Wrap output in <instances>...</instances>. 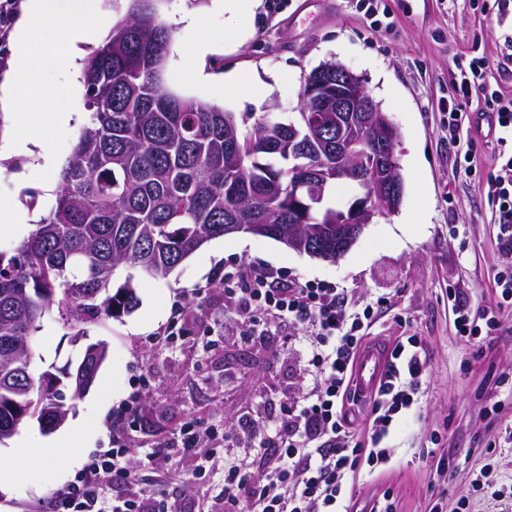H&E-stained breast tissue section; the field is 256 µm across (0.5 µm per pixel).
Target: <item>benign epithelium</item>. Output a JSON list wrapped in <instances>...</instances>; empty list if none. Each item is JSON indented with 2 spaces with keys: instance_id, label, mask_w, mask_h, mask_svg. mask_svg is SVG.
Segmentation results:
<instances>
[{
  "instance_id": "benign-epithelium-1",
  "label": "benign epithelium",
  "mask_w": 512,
  "mask_h": 512,
  "mask_svg": "<svg viewBox=\"0 0 512 512\" xmlns=\"http://www.w3.org/2000/svg\"><path fill=\"white\" fill-rule=\"evenodd\" d=\"M299 117L288 126V144L305 139L313 148H326L336 154V166L313 174L302 169L303 185L325 186L336 180H350L359 188L354 199L336 209V243L324 249H313L306 238L294 236L286 241L288 248L303 254L330 258L341 257L354 245L365 225L376 216L397 212L403 199L402 182L395 160L399 139L397 126L389 115L379 112L368 94L361 76L344 66H325L317 78L301 92ZM319 112L336 113V123H325ZM375 130L367 138L365 131Z\"/></svg>"
}]
</instances>
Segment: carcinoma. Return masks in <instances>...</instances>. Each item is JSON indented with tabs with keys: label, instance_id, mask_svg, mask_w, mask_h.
I'll return each instance as SVG.
<instances>
[{
	"label": "carcinoma",
	"instance_id": "carcinoma-1",
	"mask_svg": "<svg viewBox=\"0 0 512 512\" xmlns=\"http://www.w3.org/2000/svg\"><path fill=\"white\" fill-rule=\"evenodd\" d=\"M172 29L157 0H129L108 41L86 60L87 126L60 174L49 215L12 253L0 251V437L35 419L66 417L64 390L78 397L84 360L34 380L30 338L62 293L61 316L78 327L139 304L133 270L164 277L210 240L250 234L278 240L297 231L318 242L332 197L301 225L288 219L297 184L288 121L250 117L180 96L161 71ZM129 271L112 290L115 275Z\"/></svg>",
	"mask_w": 512,
	"mask_h": 512
}]
</instances>
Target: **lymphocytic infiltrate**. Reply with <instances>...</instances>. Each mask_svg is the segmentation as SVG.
<instances>
[{"instance_id": "f902f5d3", "label": "lymphocytic infiltrate", "mask_w": 512, "mask_h": 512, "mask_svg": "<svg viewBox=\"0 0 512 512\" xmlns=\"http://www.w3.org/2000/svg\"><path fill=\"white\" fill-rule=\"evenodd\" d=\"M487 69L482 57L461 69L448 104V130L459 131L473 93L488 94L495 102L491 127L502 174L489 183L487 194L499 204L501 244L512 256V98L490 88ZM223 282L225 295L239 302L238 335H265L272 322L305 329L310 348L307 368L314 379L303 404L284 406L277 424L244 429L245 441L265 459L266 469L256 473L244 460L225 458L224 512H350L351 478L362 469L390 462L383 440L395 415L411 410L416 402L426 370L421 339L405 336L392 347L381 384L366 401L372 426L361 447L350 440L343 406L352 390L354 357L378 317L373 305L350 312L339 288L296 285L248 264L225 272ZM124 433L123 424H115L111 451L92 459L60 495L63 512H171L162 495L142 492L138 470L125 460ZM109 483L123 486L124 495L107 498L104 488Z\"/></svg>"}]
</instances>
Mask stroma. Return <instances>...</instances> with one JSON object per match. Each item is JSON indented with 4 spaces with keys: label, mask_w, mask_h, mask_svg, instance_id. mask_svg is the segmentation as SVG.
Here are the masks:
<instances>
[{
    "label": "stroma",
    "mask_w": 512,
    "mask_h": 512,
    "mask_svg": "<svg viewBox=\"0 0 512 512\" xmlns=\"http://www.w3.org/2000/svg\"><path fill=\"white\" fill-rule=\"evenodd\" d=\"M500 0H381L380 19L366 15L359 0H261L243 16L225 13L216 0H159L162 23L185 12L197 25H172L174 40L163 66L174 92L230 112L294 116L305 77L333 61L364 76L366 86L399 129L396 156L404 180L400 208L367 225L337 260L297 253L261 236L233 234L213 239L169 275L137 273L139 298L128 315L100 317L88 324L90 340L108 346L94 384L70 401L66 423L82 421L81 449L60 451L47 463L31 449L25 466L0 469V512H49L50 504L79 476L86 461L112 446V422L132 391L140 402L126 443V458L141 470V488L165 490L176 512H220L224 451L237 447L241 428L272 421L282 400L297 402L311 387L309 351L302 327L271 325L267 349L226 330L235 315L225 302L221 269L239 261L278 271L284 279L326 282L345 290L351 303H374L380 311L373 340L420 336L427 362L419 401L396 417L385 444L388 466L360 472L352 483L358 512L389 499L393 512H512V304L493 329L464 337L454 324L455 306L479 311L498 300L494 275L503 261L497 241L496 206L485 190L500 173L495 142L478 118L491 112L474 95L462 118L461 152L448 136L442 105L460 68L476 56L489 62L491 86L512 96V51L503 27L512 13ZM27 48L11 41L0 60V85L24 71L33 91L43 93L50 112L67 111L69 92L84 96L66 65L31 67L66 40L63 27L34 20ZM240 35L225 41L232 30ZM219 44L208 56L209 84L194 79L190 56L202 39ZM257 77L273 87L260 103L224 73ZM20 172L16 190L21 214L41 222L59 188L58 171L34 170L23 156L0 159V173ZM189 311L190 331L163 337L176 308ZM58 310L44 317L31 344L33 376L77 363L83 343ZM223 434L217 446L195 454L172 447L187 423ZM170 444L160 466L147 455ZM480 487H472L476 472Z\"/></svg>",
    "instance_id": "stroma-1"
}]
</instances>
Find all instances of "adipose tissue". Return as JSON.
Masks as SVG:
<instances>
[{"label":"adipose tissue","mask_w":512,"mask_h":512,"mask_svg":"<svg viewBox=\"0 0 512 512\" xmlns=\"http://www.w3.org/2000/svg\"><path fill=\"white\" fill-rule=\"evenodd\" d=\"M32 15L48 21L64 24L68 30L65 48L52 52L54 60L63 62L70 69H77L83 46L99 41L108 22L109 12L104 0H28ZM77 109L55 112L38 119H26V128L19 135L0 143V156L21 155L32 158L37 166L51 168L56 158L47 143L50 124H67L79 119ZM83 429L80 423H73L60 437L38 442L24 438L12 450L10 459L19 466L28 458L31 446H38L46 459H56L61 446L80 447Z\"/></svg>","instance_id":"obj_1"}]
</instances>
